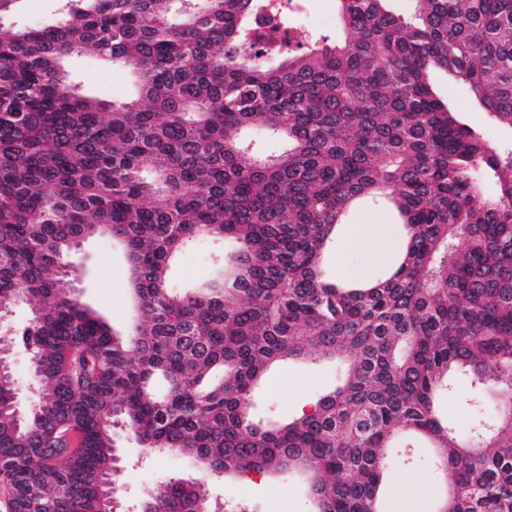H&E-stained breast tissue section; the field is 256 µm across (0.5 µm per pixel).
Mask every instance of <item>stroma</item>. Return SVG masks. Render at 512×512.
Masks as SVG:
<instances>
[{
	"mask_svg": "<svg viewBox=\"0 0 512 512\" xmlns=\"http://www.w3.org/2000/svg\"><path fill=\"white\" fill-rule=\"evenodd\" d=\"M288 17V24L310 41H334L344 33L337 20V0H278ZM66 69L81 77L88 91L108 104H121L136 97L135 75L126 68L87 54H75L65 62ZM436 86L448 97L461 119L480 128L485 137L503 142L501 130L474 106L467 88L445 75H437ZM371 220L376 226L377 244L367 250L337 246L327 256L332 273L346 268H362L377 275L392 259L397 242L396 227L387 210L358 207L349 215L352 224ZM223 243L204 240L175 261L171 278L189 285L210 281L218 276L219 255ZM69 261L76 280L75 293L80 301L110 320L117 328L132 320L130 284L123 250L103 239L86 240ZM341 367L331 360H293L270 369L255 389L254 413L258 419L281 420L299 416L301 407L312 406L324 391L339 379ZM121 471L118 492L124 512H139L147 491L165 484L170 478L191 480L198 476L197 463L188 457L168 452H151L130 438H122L119 450ZM386 481L390 491L382 503V512H434L437 499L444 492V481L434 464L432 449L414 451L411 466L389 471ZM212 501L230 504L242 500L247 512H312L313 505L302 477L260 475L238 479L215 475L209 479Z\"/></svg>",
	"mask_w": 512,
	"mask_h": 512,
	"instance_id": "stroma-1",
	"label": "stroma"
}]
</instances>
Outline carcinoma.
I'll list each match as a JSON object with an SVG mask.
<instances>
[{
	"mask_svg": "<svg viewBox=\"0 0 512 512\" xmlns=\"http://www.w3.org/2000/svg\"><path fill=\"white\" fill-rule=\"evenodd\" d=\"M0 0V324L29 354L28 413L0 370V468L18 512H98L117 430L196 459L148 512H198L216 474L308 475L316 512L378 507L389 449L424 441L446 472L435 512H512V146L433 85H465L512 131V0H338L344 40L275 51L272 0H62L41 27ZM137 73L107 107L63 60ZM286 142L277 155L262 140ZM359 204L399 230L379 278L326 264ZM122 242L140 318L114 330L75 296L67 255ZM231 241L224 280L176 288L170 262ZM340 362L339 385L282 424L253 420L265 371ZM483 399L469 432L445 403Z\"/></svg>",
	"mask_w": 512,
	"mask_h": 512,
	"instance_id": "1",
	"label": "carcinoma"
}]
</instances>
